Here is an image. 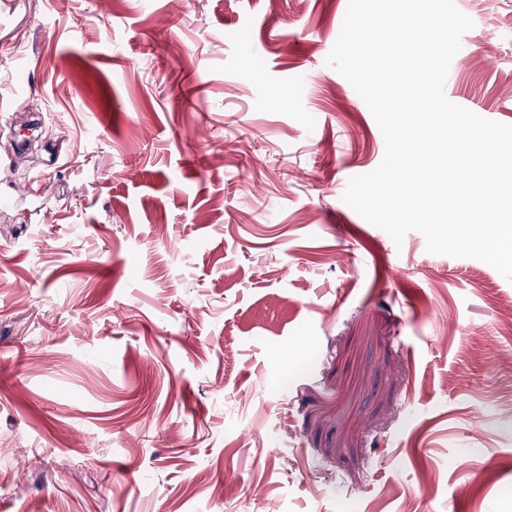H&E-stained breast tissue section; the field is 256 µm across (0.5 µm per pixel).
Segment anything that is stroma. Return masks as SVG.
I'll return each mask as SVG.
<instances>
[{
	"label": "stroma",
	"mask_w": 512,
	"mask_h": 512,
	"mask_svg": "<svg viewBox=\"0 0 512 512\" xmlns=\"http://www.w3.org/2000/svg\"><path fill=\"white\" fill-rule=\"evenodd\" d=\"M455 3L512 124V0ZM347 7L0 0V512H512V281L343 201Z\"/></svg>",
	"instance_id": "1"
}]
</instances>
